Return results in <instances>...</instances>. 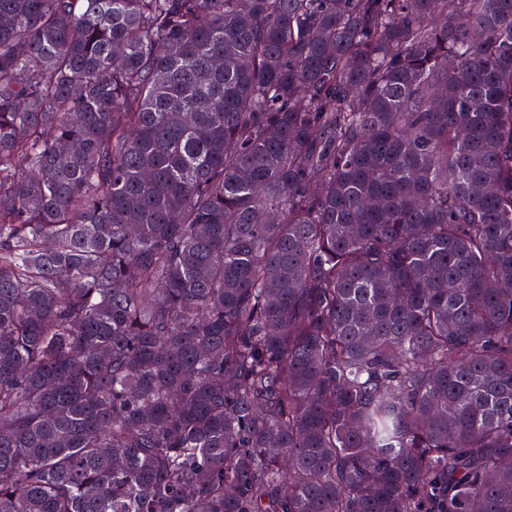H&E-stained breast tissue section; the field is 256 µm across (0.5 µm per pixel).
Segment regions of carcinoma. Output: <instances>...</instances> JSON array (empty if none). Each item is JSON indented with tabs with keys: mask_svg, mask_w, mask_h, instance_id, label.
<instances>
[{
	"mask_svg": "<svg viewBox=\"0 0 512 512\" xmlns=\"http://www.w3.org/2000/svg\"><path fill=\"white\" fill-rule=\"evenodd\" d=\"M0 512H512V0H0Z\"/></svg>",
	"mask_w": 512,
	"mask_h": 512,
	"instance_id": "cac0c4a2",
	"label": "carcinoma"
}]
</instances>
